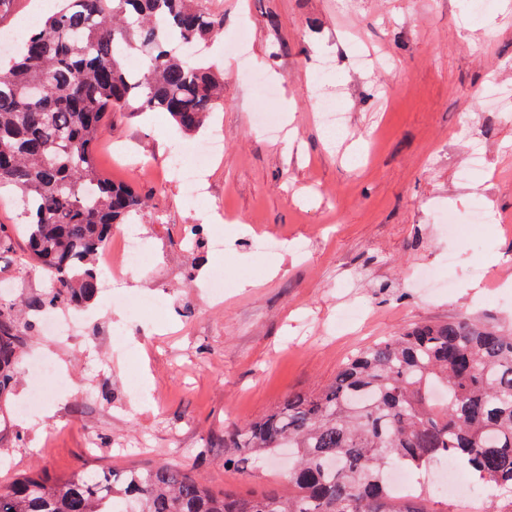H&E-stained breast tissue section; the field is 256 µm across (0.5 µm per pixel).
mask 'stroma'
I'll list each match as a JSON object with an SVG mask.
<instances>
[{"instance_id": "35a3bbf8", "label": "stroma", "mask_w": 512, "mask_h": 512, "mask_svg": "<svg viewBox=\"0 0 512 512\" xmlns=\"http://www.w3.org/2000/svg\"><path fill=\"white\" fill-rule=\"evenodd\" d=\"M501 2L476 27L466 0H214L225 32L249 20L250 60L281 87L269 108L284 134L252 124L257 97L220 38L203 57L224 71V103L197 137L220 138L222 155L203 165L201 196L188 197L171 170L189 138L167 115H112L97 161L151 194L139 227L152 262L100 290L68 342L29 335L26 357L61 363L70 388L40 418L12 419L0 476L165 460L216 490L283 487L284 454L224 468L225 429L264 419L287 394L319 392L347 356L415 323H512V288L471 275L479 258L431 219L439 208L465 218L486 196L500 220L479 227L481 259L512 265V114L478 99L490 83L512 89V0ZM362 52L364 69L354 64ZM326 60L334 75L316 77ZM320 87L343 91L342 133L317 118ZM371 89L373 104L363 100ZM474 147L485 169L460 181ZM195 224L207 235L197 251L182 244ZM216 268L228 280L220 305L204 288ZM424 268L441 288L417 286ZM49 285L38 268L0 259L6 299ZM143 293L161 320L130 314L125 297Z\"/></svg>"}]
</instances>
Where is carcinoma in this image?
I'll return each mask as SVG.
<instances>
[{
  "label": "carcinoma",
  "instance_id": "carcinoma-1",
  "mask_svg": "<svg viewBox=\"0 0 512 512\" xmlns=\"http://www.w3.org/2000/svg\"><path fill=\"white\" fill-rule=\"evenodd\" d=\"M224 29L211 0H55L0 70V189L21 193L24 266L52 287L0 302V433L23 356V332L51 309H80L98 293L94 261L115 224L148 199L100 173L94 146L111 112H163L197 132L220 108L224 75L198 48ZM132 51L144 58L131 72ZM233 452L295 461L288 487L216 492L168 462L80 469L65 479L16 474L0 483V512H428L399 496L396 467L415 474L447 460L476 482L512 493V331L462 315L421 322L345 361L312 395L289 394L261 422L224 434Z\"/></svg>",
  "mask_w": 512,
  "mask_h": 512
}]
</instances>
